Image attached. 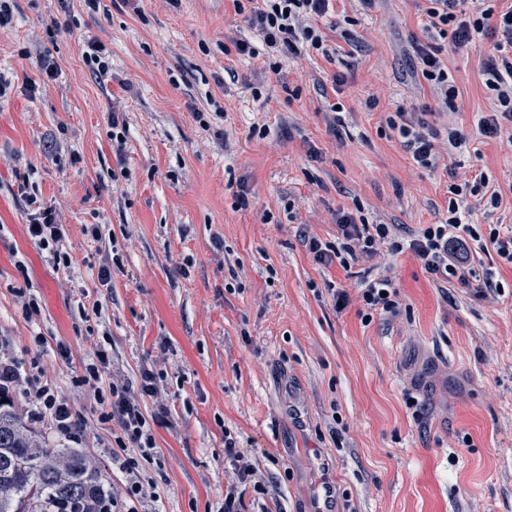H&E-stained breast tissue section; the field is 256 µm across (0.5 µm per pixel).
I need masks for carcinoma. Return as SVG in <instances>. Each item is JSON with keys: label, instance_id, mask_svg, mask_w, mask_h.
<instances>
[{"label": "carcinoma", "instance_id": "1", "mask_svg": "<svg viewBox=\"0 0 512 512\" xmlns=\"http://www.w3.org/2000/svg\"><path fill=\"white\" fill-rule=\"evenodd\" d=\"M0 386V512H91L107 495L93 459L75 448H51L13 409Z\"/></svg>", "mask_w": 512, "mask_h": 512}]
</instances>
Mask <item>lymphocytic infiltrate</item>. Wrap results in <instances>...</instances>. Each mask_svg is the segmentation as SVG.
<instances>
[{
	"instance_id": "obj_1",
	"label": "lymphocytic infiltrate",
	"mask_w": 512,
	"mask_h": 512,
	"mask_svg": "<svg viewBox=\"0 0 512 512\" xmlns=\"http://www.w3.org/2000/svg\"><path fill=\"white\" fill-rule=\"evenodd\" d=\"M237 13L245 14L249 25L259 32L261 46L245 40H233L237 54L257 57L260 47L296 52L299 44H306L320 53L328 48L317 29L310 26L314 17L326 15L332 0H254L252 7H245L243 0H233ZM426 11L428 32L434 33L433 41L413 42L412 49L419 64L422 78L429 84L442 108L455 110L458 90L449 78L439 55L441 39L460 48L469 43L489 38L492 50L483 63L484 84L490 92V109L477 121L479 133L487 138L500 135L505 123H512V7L497 9V0H429ZM386 126L404 139L414 162L424 168L436 167L439 154L436 143L447 139L449 147L458 148L465 138L460 129L448 126L438 130L427 119L426 113L397 110L386 120ZM484 179L470 184H452L448 191V218L442 224H429L421 228L408 244L391 238L392 228L387 224L359 222L350 212L336 214L335 241L308 238L306 244L314 260L323 266L339 264L350 268L352 263L377 255L382 244H390L392 252L411 251L425 272L440 286L456 282L469 285L472 275L468 240L475 232L471 225L462 223L458 199L466 193H477L484 186ZM358 299L359 314L363 321L373 317L389 319L401 312L399 291L389 277L364 281ZM0 381L7 384H25L32 402L51 418L58 433L72 436L76 423L68 406L55 397L50 388L35 381H23L22 374L13 362H0ZM157 376L143 371L138 382L116 381L112 384L111 416L121 435L117 449L112 453V464L125 479L123 498L112 501V512H139L138 506L148 490L142 475L143 463L151 459L153 435L141 407L144 398L156 397ZM224 458L236 473L234 482L224 489V501L218 512H242V490L252 487L259 494L266 485L253 465L237 449V439L232 434L224 436Z\"/></svg>"
}]
</instances>
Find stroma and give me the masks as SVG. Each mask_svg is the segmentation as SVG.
<instances>
[{"label": "stroma", "mask_w": 512, "mask_h": 512, "mask_svg": "<svg viewBox=\"0 0 512 512\" xmlns=\"http://www.w3.org/2000/svg\"><path fill=\"white\" fill-rule=\"evenodd\" d=\"M11 7L0 30V351L41 367L78 437L10 389L32 430L93 456L122 495L110 386L147 369L162 396L142 411L168 416L152 427L143 512H217L228 431L268 486L245 490L244 512H315L328 484L340 512H512V264L474 250L471 286L443 289L407 250L383 247L345 270L304 245L334 240L340 210L409 238L447 219L450 184L479 174L486 194L467 196L464 222L483 236L512 230V127L477 131L490 40L442 52L459 90L449 112L411 49L428 38L426 0H379L367 13L335 0L313 22L333 57L304 49L274 61L226 52L232 37L260 42L231 0ZM93 43L108 75L85 58ZM400 108L455 123L465 145L439 140L437 167H418L384 130ZM240 191L249 204L237 209ZM32 196L66 226L57 249L28 232ZM386 274L401 313L364 323L358 286ZM332 285L351 297L344 310ZM102 348L98 388L79 384Z\"/></svg>", "instance_id": "stroma-1"}]
</instances>
